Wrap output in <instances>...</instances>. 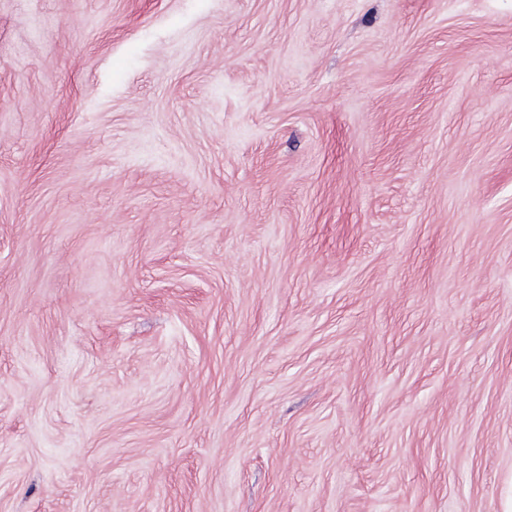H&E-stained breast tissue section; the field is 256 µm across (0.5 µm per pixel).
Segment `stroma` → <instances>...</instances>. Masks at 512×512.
<instances>
[{
  "mask_svg": "<svg viewBox=\"0 0 512 512\" xmlns=\"http://www.w3.org/2000/svg\"><path fill=\"white\" fill-rule=\"evenodd\" d=\"M0 512H512V0H0Z\"/></svg>",
  "mask_w": 512,
  "mask_h": 512,
  "instance_id": "stroma-1",
  "label": "stroma"
}]
</instances>
